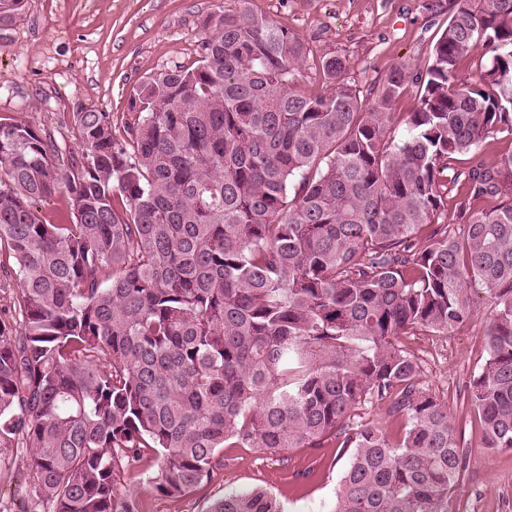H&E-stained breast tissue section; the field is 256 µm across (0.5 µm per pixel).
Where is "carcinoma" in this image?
<instances>
[{
	"label": "carcinoma",
	"mask_w": 512,
	"mask_h": 512,
	"mask_svg": "<svg viewBox=\"0 0 512 512\" xmlns=\"http://www.w3.org/2000/svg\"><path fill=\"white\" fill-rule=\"evenodd\" d=\"M210 17L198 65L173 63L106 112L70 120L80 157L0 121V471L22 512H143L131 486L191 494L222 448L350 451L332 512H460L454 411L400 337L451 336L496 301L488 357L457 404L484 448L512 449V0H448L426 68L369 90L342 55L298 88L309 43L248 0ZM25 0H0V27ZM473 68L466 81L458 64ZM418 108L390 112L408 88ZM65 191L72 222L41 218ZM453 214H448V202ZM401 418L354 422L367 399ZM205 512H285L228 490ZM8 270L0 267V317L3 319H12L15 313L13 311V301L16 297V281L10 267ZM29 479L22 468L0 471V501L8 503L11 512H21L28 504Z\"/></svg>",
	"instance_id": "obj_1"
}]
</instances>
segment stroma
Wrapping results in <instances>:
<instances>
[{"instance_id":"1","label":"stroma","mask_w":512,"mask_h":512,"mask_svg":"<svg viewBox=\"0 0 512 512\" xmlns=\"http://www.w3.org/2000/svg\"><path fill=\"white\" fill-rule=\"evenodd\" d=\"M432 0H250L256 13L307 41L315 55L346 59L347 76L368 90L399 63L422 69L448 23ZM237 0H26L13 25L0 28V118L24 117L35 128L78 150L70 116L84 108L110 113L112 124L130 121L133 88L164 65L199 58L198 41L209 16L236 9ZM313 59L299 77L301 89L322 91ZM476 296V314L452 336H406L419 358L422 382L439 400L455 405L487 357L484 328L494 310ZM469 468L458 488L462 512H512V450L479 444L475 419L456 413ZM206 486L179 499L141 490L145 512H203L208 498L231 489L260 488L277 496L285 512H328L348 455L331 444L268 453L224 448Z\"/></svg>"}]
</instances>
